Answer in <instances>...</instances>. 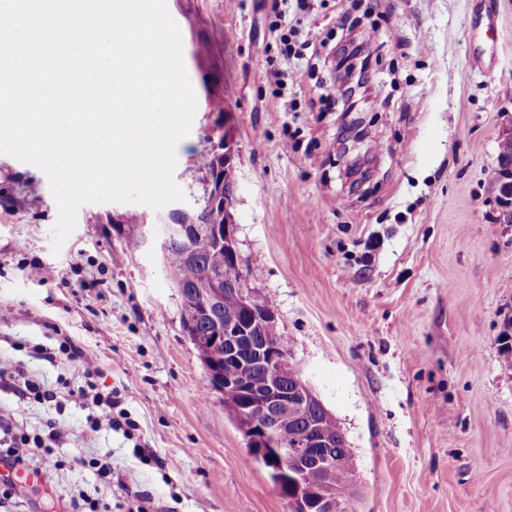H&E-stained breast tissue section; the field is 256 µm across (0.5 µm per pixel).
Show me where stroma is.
<instances>
[{
  "instance_id": "obj_1",
  "label": "stroma",
  "mask_w": 512,
  "mask_h": 512,
  "mask_svg": "<svg viewBox=\"0 0 512 512\" xmlns=\"http://www.w3.org/2000/svg\"><path fill=\"white\" fill-rule=\"evenodd\" d=\"M168 11L196 96L174 172L183 205L201 200L210 143L231 112L245 283L273 300L293 364L344 433L351 512H512V367L499 353L512 224L492 220L512 113V0H288L282 33L271 0H168ZM352 31L376 68L357 95L360 185L338 157L339 115L318 102L333 58L309 50ZM202 42L209 57L196 55ZM213 87L223 112L207 104ZM159 216L137 203L82 205L53 253L47 176L0 154V358L52 386L67 365L29 351L72 337L139 425L61 444L65 468L16 487L21 512H71L90 489L112 512H125L130 489L163 512H289L210 388L162 262L130 244L129 225ZM1 411L30 430L49 416L76 429L87 416L73 398L55 408L6 389ZM105 454L123 486L86 467Z\"/></svg>"
}]
</instances>
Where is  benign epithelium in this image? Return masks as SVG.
Returning a JSON list of instances; mask_svg holds the SVG:
<instances>
[{
    "mask_svg": "<svg viewBox=\"0 0 512 512\" xmlns=\"http://www.w3.org/2000/svg\"><path fill=\"white\" fill-rule=\"evenodd\" d=\"M237 152L233 128L226 121L224 135L210 148L207 203L191 210L175 208L154 228L159 255L176 245L187 259L194 260L203 248L216 245L224 247L229 260L241 264L232 213H224L222 224L205 220V214L221 199L214 191L215 182L235 181ZM176 291L183 333L198 350L220 351L218 361L202 359L210 386L224 396V408L235 419L248 452L268 470L289 512H349L354 489L341 495L334 484L336 469L349 449L336 446V439L323 430V421L332 414L293 365L281 338L267 335L268 326L277 323L275 310L256 303L249 289L225 284L219 272L210 273L202 288L187 291L178 286ZM227 304L235 306L237 316H223ZM199 321L208 326V335L198 333ZM227 364L238 368L237 375H225ZM259 373L265 376L261 383L255 380ZM290 420L298 422V433L291 442L283 435ZM312 471L322 475L317 488L306 483Z\"/></svg>",
    "mask_w": 512,
    "mask_h": 512,
    "instance_id": "1",
    "label": "benign epithelium"
}]
</instances>
